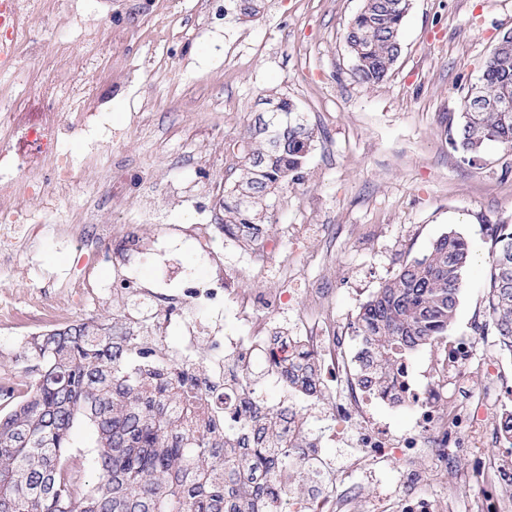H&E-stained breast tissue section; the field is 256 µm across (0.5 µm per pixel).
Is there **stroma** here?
<instances>
[{"label": "stroma", "mask_w": 512, "mask_h": 512, "mask_svg": "<svg viewBox=\"0 0 512 512\" xmlns=\"http://www.w3.org/2000/svg\"><path fill=\"white\" fill-rule=\"evenodd\" d=\"M227 0H182V12L166 45L154 38L160 15L156 0H50L47 11L27 16L37 34L22 60L34 82L24 88L0 83V94L24 99L31 116L45 111L41 88L72 84L91 92L90 109L102 112L121 141L89 157L96 130L77 128L62 145L81 166L84 188L55 206L40 197L25 208L61 227L16 246L0 265V293L25 308L32 293L62 310L59 322H111L126 297L100 307L74 299L71 281L93 273L111 283L134 272L166 293L183 276L206 277L224 268L243 291L265 296L276 284L254 269L242 250L212 234L208 250L183 235L192 224L221 223L223 187L214 184L213 165L225 147L242 142L266 109L267 99L285 97L314 130L299 172L268 197L270 221L263 238H281L282 249L268 259L276 270L295 274L300 288L287 311L267 312L270 332L297 335L307 312L304 288L327 289L328 316L346 342L341 356L353 362L360 340L351 327L361 306L399 268L403 258L426 253L443 233L456 231L472 251L464 277L453 335L478 341L468 367L472 385L487 382L486 370L503 359L497 336L483 331L487 227L512 220V148L489 143L481 162H464L448 143V119L462 108L499 38L512 32V0H411L404 19L400 56L383 81L365 85L353 76L346 29L363 0H263L249 21L224 18ZM124 32L110 58H93L80 42L84 28ZM121 176L122 208L105 203L98 190L111 173ZM166 194L161 224L140 221L146 189ZM104 224H132L146 243L163 236L175 249L169 274L160 276L148 251L128 249L117 260L101 257L98 233ZM54 323L27 316L0 324V373H19L15 363L27 336ZM271 405L304 408L311 435L322 433L330 398L312 399L275 379L256 390ZM359 450L354 439L323 443L320 456L331 475H345L356 488L357 505L377 497L398 501L408 491L438 502L453 501L454 512H474V499L488 473L486 459L512 460V445L488 439L482 456L459 442L455 475L437 470L429 457L413 465L391 460L375 475L349 470ZM456 483V498L448 485Z\"/></svg>", "instance_id": "obj_1"}]
</instances>
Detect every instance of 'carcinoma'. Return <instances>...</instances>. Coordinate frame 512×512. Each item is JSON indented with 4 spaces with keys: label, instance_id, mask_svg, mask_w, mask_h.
<instances>
[{
    "label": "carcinoma",
    "instance_id": "carcinoma-1",
    "mask_svg": "<svg viewBox=\"0 0 512 512\" xmlns=\"http://www.w3.org/2000/svg\"><path fill=\"white\" fill-rule=\"evenodd\" d=\"M409 0H364L345 34L354 75L381 82L396 63ZM485 107L468 97L448 120V144L473 163L486 143L512 147V46L494 51L479 80ZM250 130L239 179L224 195V229L245 243L260 237L263 203L302 168L314 129L290 100ZM486 314L512 350V224L490 228ZM471 249L455 231L427 254L402 262L363 304L354 324L361 347L356 383L395 404L410 354L436 346L455 321ZM76 320L28 337L17 359L21 380L0 377V512H277L295 487L297 467L323 490L306 417L255 400L270 375L308 397L322 395L318 360L303 350L258 367L240 353L223 360V395L203 402L215 362L182 355L128 317ZM238 399L224 406L223 396ZM94 437L95 479L73 455L75 430Z\"/></svg>",
    "mask_w": 512,
    "mask_h": 512
}]
</instances>
